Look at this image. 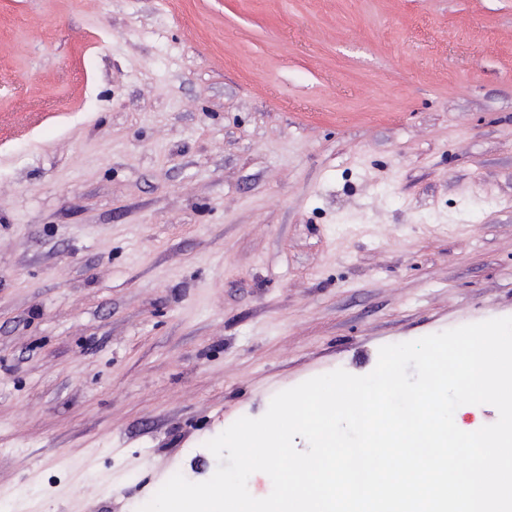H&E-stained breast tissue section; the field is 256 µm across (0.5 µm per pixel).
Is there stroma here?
Wrapping results in <instances>:
<instances>
[{
	"label": "stroma",
	"instance_id": "35a3bbf8",
	"mask_svg": "<svg viewBox=\"0 0 512 512\" xmlns=\"http://www.w3.org/2000/svg\"><path fill=\"white\" fill-rule=\"evenodd\" d=\"M512 317V0H0V499L139 512L280 391Z\"/></svg>",
	"mask_w": 512,
	"mask_h": 512
}]
</instances>
